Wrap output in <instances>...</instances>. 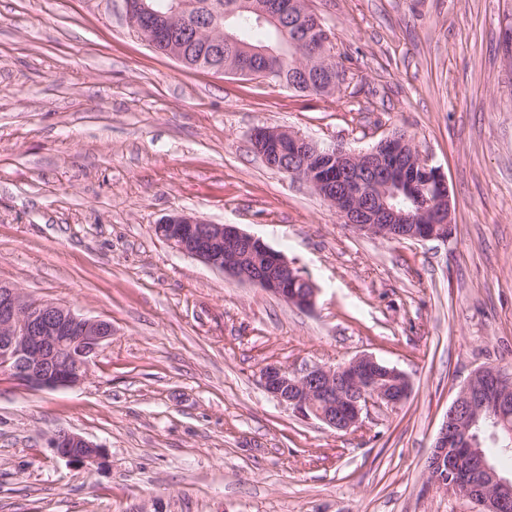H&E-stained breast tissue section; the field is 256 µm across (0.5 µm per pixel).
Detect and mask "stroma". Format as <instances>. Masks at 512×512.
Returning <instances> with one entry per match:
<instances>
[{
  "mask_svg": "<svg viewBox=\"0 0 512 512\" xmlns=\"http://www.w3.org/2000/svg\"><path fill=\"white\" fill-rule=\"evenodd\" d=\"M309 5L342 71L329 97L187 68L124 0H0V283L112 323L78 386L0 376V512H478L425 483L461 386L512 370V0ZM258 127L353 152L407 132L447 178L450 239L355 231L265 165ZM178 212L280 251L314 310L157 238ZM364 353L413 388L354 432L260 377ZM61 431L104 459H61Z\"/></svg>",
  "mask_w": 512,
  "mask_h": 512,
  "instance_id": "obj_1",
  "label": "stroma"
}]
</instances>
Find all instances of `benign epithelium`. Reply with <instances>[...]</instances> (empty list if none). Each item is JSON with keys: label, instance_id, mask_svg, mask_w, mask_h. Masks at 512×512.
Instances as JSON below:
<instances>
[{"label": "benign epithelium", "instance_id": "7a95c632", "mask_svg": "<svg viewBox=\"0 0 512 512\" xmlns=\"http://www.w3.org/2000/svg\"><path fill=\"white\" fill-rule=\"evenodd\" d=\"M126 7L137 33L154 46L169 45V56L185 62L175 27L186 8L183 0H171L164 14L145 0L128 2ZM289 7L304 19L305 38L294 45V65L304 74L317 73L316 80L307 81L309 88L330 95L337 88L330 34L304 0H292ZM241 9L253 13L260 24L278 26L275 0L260 4L243 0ZM245 50L247 61L219 70L250 76L252 59L263 64L264 78H278L284 60L279 52L271 47ZM252 141L270 167L307 183L359 231L412 241L446 242L451 235L453 209L447 179L408 135L393 133L360 153L336 146L322 149L281 128L260 127ZM402 193L429 198L411 211L398 202ZM154 233L178 252L233 279L257 285L300 309L315 307L317 288L310 283L297 289L305 278L288 259L235 224L174 214L161 218ZM110 339L111 322L55 302H29L18 288L0 284V368L13 379L44 389L77 386ZM261 379L265 390L298 417L314 418L337 431L359 427L363 412L374 404L403 403L412 388L406 374L381 366L368 354L300 371L270 364L262 368ZM511 407V373L489 366L470 377L449 406L429 458L428 471L436 490L470 498L482 507L480 512H505L512 504V476L490 464L471 430L482 417ZM51 446L59 457L80 465L97 463L105 456L102 446L65 431L54 435ZM458 448L462 452H456Z\"/></svg>", "mask_w": 512, "mask_h": 512}]
</instances>
